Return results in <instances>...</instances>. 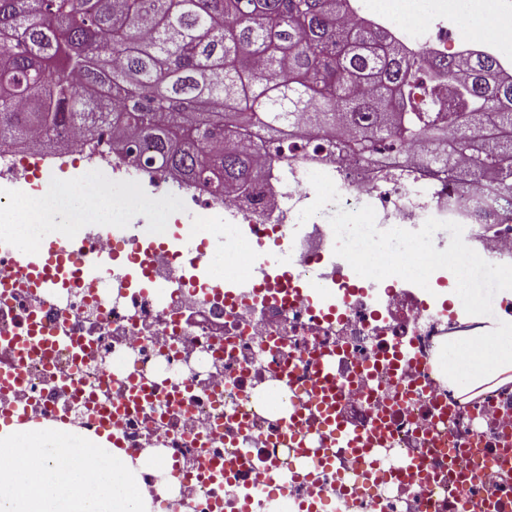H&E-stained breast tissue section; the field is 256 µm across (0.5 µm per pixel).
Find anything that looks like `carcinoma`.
I'll use <instances>...</instances> for the list:
<instances>
[{
	"label": "carcinoma",
	"instance_id": "1",
	"mask_svg": "<svg viewBox=\"0 0 512 512\" xmlns=\"http://www.w3.org/2000/svg\"><path fill=\"white\" fill-rule=\"evenodd\" d=\"M348 0H0V141L134 142L174 178L237 200L259 151L339 138L365 161L419 148L464 202L512 219V78L490 56L435 66L452 88L410 102L419 61L345 17Z\"/></svg>",
	"mask_w": 512,
	"mask_h": 512
}]
</instances>
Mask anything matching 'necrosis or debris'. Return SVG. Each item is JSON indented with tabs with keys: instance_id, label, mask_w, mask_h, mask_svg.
<instances>
[{
	"instance_id": "1",
	"label": "necrosis or debris",
	"mask_w": 512,
	"mask_h": 512,
	"mask_svg": "<svg viewBox=\"0 0 512 512\" xmlns=\"http://www.w3.org/2000/svg\"><path fill=\"white\" fill-rule=\"evenodd\" d=\"M349 7L411 56L481 53L512 70V0H435L397 17L376 0ZM462 7L490 33L460 35ZM385 157L387 179L346 149L326 146L290 166L265 159L260 199L245 209L133 165L115 147L101 156L77 143L51 155L0 144V203L39 198L61 173L77 192L103 171L142 188L124 208V237L101 223L94 197L60 232L69 254L120 249L124 265L108 275L66 264L55 285L37 286L16 264L12 227L0 225V352L18 339L35 348L20 384L0 388V413L21 407L28 427L85 437L111 424L146 512H308L324 500L336 512H450L457 496L472 512H512V468L498 460L512 447V382L486 383L465 402L448 371L449 347L477 329L476 316L461 302L408 291L399 277H360L335 256L323 215L299 219L315 199L316 171L333 179L344 209L372 206L379 229L415 231L431 217L472 226L473 214L448 206L454 180L422 175L406 151ZM185 211L191 228L171 225ZM188 232L223 252L177 263L171 246ZM43 332L59 345L37 348ZM326 356L345 380L349 416L384 432L370 462L340 450L333 467L294 480L292 432L316 450L332 445L305 390ZM472 448L482 473L466 484L459 467ZM145 457L156 466H140ZM409 460L425 463L431 480L394 482L391 470Z\"/></svg>"
}]
</instances>
